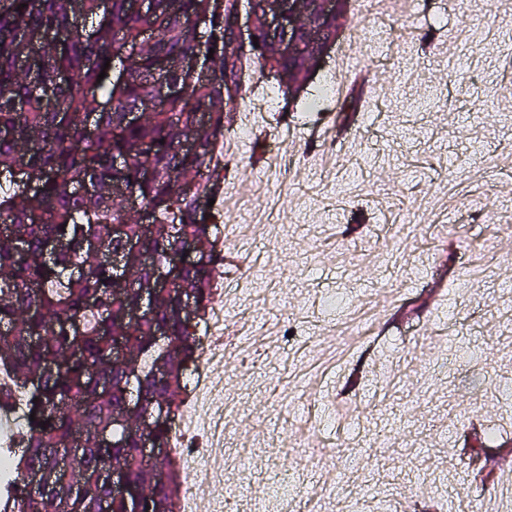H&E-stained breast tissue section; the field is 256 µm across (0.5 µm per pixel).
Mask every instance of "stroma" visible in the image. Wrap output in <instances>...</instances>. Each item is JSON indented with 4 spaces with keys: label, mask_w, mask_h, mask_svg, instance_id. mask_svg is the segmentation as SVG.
Segmentation results:
<instances>
[{
    "label": "stroma",
    "mask_w": 512,
    "mask_h": 512,
    "mask_svg": "<svg viewBox=\"0 0 512 512\" xmlns=\"http://www.w3.org/2000/svg\"><path fill=\"white\" fill-rule=\"evenodd\" d=\"M499 35V63L470 70L455 60L405 45L400 58L379 62L377 42L359 40L357 61L382 82L381 97L406 92L441 96L426 121V134L412 154L399 139L411 134L412 114L402 109L358 117L327 102L307 118L302 105L327 80L343 83L333 58L314 69L288 112L256 115V124L235 154L225 157L229 191L224 212V251L245 243L251 261L224 268L225 284L264 273L277 291L271 297L238 295L226 315L254 314L278 336L277 346L246 335L243 356L261 352L264 372L236 363L226 372V394L235 408L225 430L239 447L266 439V463L250 467L253 496H265L285 447L295 448L294 466L327 473L311 512H396L419 502L426 512H498L484 479L467 459L492 460L512 449V430L496 426L491 408H512L505 393L512 371V0H493L473 12L465 0H421L411 15L390 14L378 26L403 36L417 29L441 37L460 22ZM362 123L382 134L380 151L358 162L351 150L341 167L302 166L300 155L276 164L280 129L309 132L323 122ZM271 177L290 201L260 197ZM348 195L328 210H308L307 195H329L331 183ZM395 219L393 240L377 239L385 219ZM475 255L485 278L460 284L461 264ZM442 287L444 306L429 308L431 285ZM341 297L336 315L367 296L392 295L398 306L387 317L369 315L355 334L337 327L329 344L312 334L311 321L326 295ZM294 341H287V334ZM349 381L345 403L376 417L370 432L353 441L354 418L331 405L326 392L337 373ZM288 380L287 396L274 385ZM456 460L454 477L442 466Z\"/></svg>",
    "instance_id": "obj_1"
}]
</instances>
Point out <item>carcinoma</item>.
Returning a JSON list of instances; mask_svg holds the SVG:
<instances>
[{
	"label": "carcinoma",
	"mask_w": 512,
	"mask_h": 512,
	"mask_svg": "<svg viewBox=\"0 0 512 512\" xmlns=\"http://www.w3.org/2000/svg\"><path fill=\"white\" fill-rule=\"evenodd\" d=\"M297 2V40L285 51L266 31L278 0H252L258 43L246 46L235 34L239 0H152L144 16L130 0H80V28L73 0H0V176L9 180L0 226L10 227L0 235V412L24 419L0 439L10 462L0 512H179L180 472L168 455L144 464L136 421L141 409L176 414L182 362L200 358L198 328L224 275L209 200L224 191L222 142L248 71L273 73L288 110L317 65L308 29L319 24L332 46L347 13L348 0L331 17L315 0ZM198 23L214 49L205 74L193 65ZM163 82L182 94L159 99ZM185 241L196 261L175 271L173 288L155 287L156 269ZM143 300L150 315L134 324ZM116 345L126 361L113 360ZM78 434L80 452L63 469L47 449ZM112 466L137 499L112 496L101 475Z\"/></svg>",
	"instance_id": "1"
}]
</instances>
